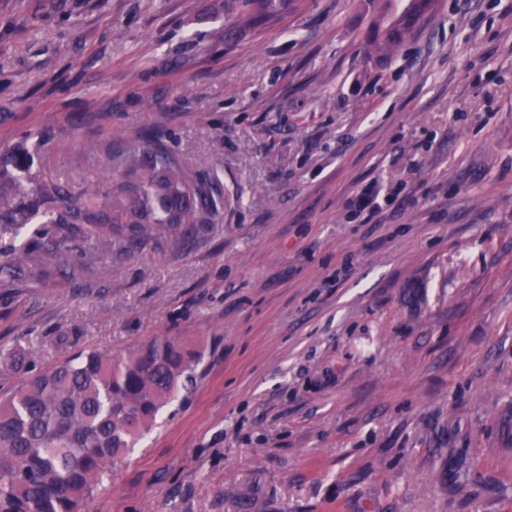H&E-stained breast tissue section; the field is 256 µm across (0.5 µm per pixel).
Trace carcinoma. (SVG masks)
I'll list each match as a JSON object with an SVG mask.
<instances>
[{
  "instance_id": "1",
  "label": "carcinoma",
  "mask_w": 512,
  "mask_h": 512,
  "mask_svg": "<svg viewBox=\"0 0 512 512\" xmlns=\"http://www.w3.org/2000/svg\"><path fill=\"white\" fill-rule=\"evenodd\" d=\"M239 26L270 24L288 9V0H224ZM436 0H402L368 34V55L398 47ZM105 167L125 176L100 184ZM41 196L48 209L44 229L0 260V277H12L30 263L63 255L79 239L94 249L134 254L165 238L185 244L196 230L219 215L216 189L170 150L160 137L105 145L93 160L84 198L60 186H34L15 179L0 189V237L17 234L30 214L23 200ZM201 351L161 336L142 342L125 356L81 351L20 385L0 399V512H82L104 474L149 431L161 411L189 389Z\"/></svg>"
}]
</instances>
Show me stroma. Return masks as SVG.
<instances>
[{
  "label": "stroma",
  "instance_id": "obj_1",
  "mask_svg": "<svg viewBox=\"0 0 512 512\" xmlns=\"http://www.w3.org/2000/svg\"><path fill=\"white\" fill-rule=\"evenodd\" d=\"M0 0L8 176L80 197L162 127L223 202L186 245L0 279V392L155 336L202 360L88 512H512V0ZM378 182L368 223L349 206ZM289 0H225L231 6L238 26H256L270 24L279 20L288 9ZM400 12L385 13L375 22L368 34V55L398 47L421 19L436 6L435 0H402Z\"/></svg>",
  "mask_w": 512,
  "mask_h": 512
}]
</instances>
